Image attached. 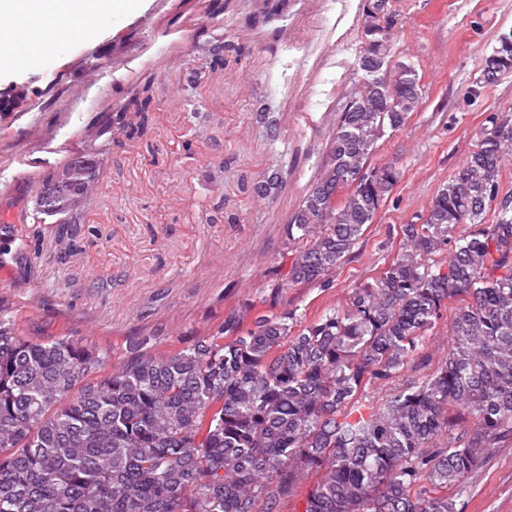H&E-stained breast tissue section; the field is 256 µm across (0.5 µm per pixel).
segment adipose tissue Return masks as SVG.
<instances>
[{"mask_svg":"<svg viewBox=\"0 0 512 512\" xmlns=\"http://www.w3.org/2000/svg\"><path fill=\"white\" fill-rule=\"evenodd\" d=\"M138 0H0V63L11 60L10 44L31 41L41 32L63 37L75 26L112 10L124 12Z\"/></svg>","mask_w":512,"mask_h":512,"instance_id":"obj_1","label":"adipose tissue"}]
</instances>
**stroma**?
Segmentation results:
<instances>
[{
    "mask_svg": "<svg viewBox=\"0 0 512 512\" xmlns=\"http://www.w3.org/2000/svg\"><path fill=\"white\" fill-rule=\"evenodd\" d=\"M139 0L104 13L90 40H34L38 62L16 60L0 92L26 85L27 102L0 113V213L40 233L36 260L0 263V305L20 336L61 332L108 348L156 335L176 347L232 309L262 310L278 279L283 230L313 185L341 113L362 77L356 68L364 0ZM392 62L414 67L415 112L377 142L373 166L398 182L330 287L283 292L275 311L310 320L342 305L351 289L396 252L400 227L421 223L487 117L512 107V72L485 82V60L512 33V0H396ZM225 44L223 64L210 46ZM204 67L197 88L189 70ZM154 104L143 134L86 136L89 120L119 110L143 86ZM98 154L95 187L79 217L97 234L67 262L55 218L32 220L45 173L85 151ZM282 187L252 188L269 170ZM224 221L211 223L215 206ZM465 512H512V436L467 479Z\"/></svg>",
    "mask_w": 512,
    "mask_h": 512,
    "instance_id": "35a3bbf8",
    "label": "stroma"
}]
</instances>
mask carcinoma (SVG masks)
I'll list each match as a JSON object with an SVG mask.
<instances>
[{
	"label": "carcinoma",
	"instance_id": "carcinoma-1",
	"mask_svg": "<svg viewBox=\"0 0 512 512\" xmlns=\"http://www.w3.org/2000/svg\"><path fill=\"white\" fill-rule=\"evenodd\" d=\"M363 35L366 75L285 225L274 295L329 287L398 182L371 158L385 129L408 121L417 87L368 77L385 47ZM486 66L512 71L511 35ZM487 122L422 223L401 225L386 267L314 320L234 309L162 354L155 336L132 341L113 366L75 336H19L0 308V512H283L311 475L302 512H456L467 477L512 434V210L499 204L512 108ZM114 123L129 139L142 133L121 114ZM60 175L39 191L63 214L80 187ZM278 185L269 175L253 195ZM450 304L445 360L371 396L429 362L428 333Z\"/></svg>",
	"mask_w": 512,
	"mask_h": 512
}]
</instances>
